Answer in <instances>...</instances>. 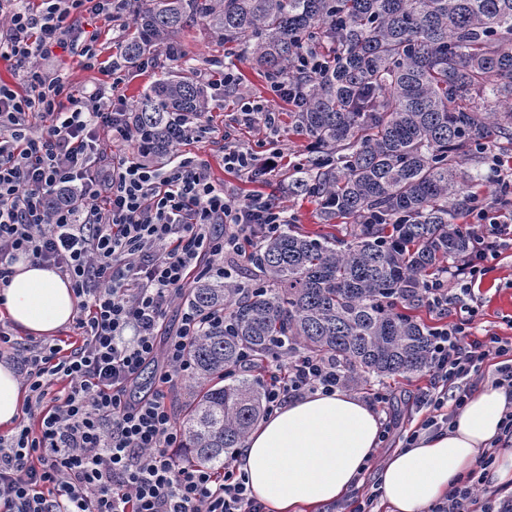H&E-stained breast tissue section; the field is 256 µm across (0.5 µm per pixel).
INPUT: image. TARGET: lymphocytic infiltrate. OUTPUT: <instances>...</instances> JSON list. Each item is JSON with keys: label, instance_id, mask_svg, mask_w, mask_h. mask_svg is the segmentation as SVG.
Masks as SVG:
<instances>
[{"label": "lymphocytic infiltrate", "instance_id": "1", "mask_svg": "<svg viewBox=\"0 0 512 512\" xmlns=\"http://www.w3.org/2000/svg\"><path fill=\"white\" fill-rule=\"evenodd\" d=\"M130 5L0 0V62L18 78L0 80V288L10 264L24 257L66 276L80 309L79 340L67 349L54 339L18 348L0 323V358L16 364L27 393L18 423L0 433V512H264L233 462L187 466L175 455L184 437L168 394L194 373L190 342L204 326H223V313L181 309L173 332L164 319L193 276L223 279L244 243L276 232L286 211L260 193L227 194L195 157L165 166L143 160L117 93L126 65L118 57L101 61L96 36L79 24L86 12L117 21ZM58 48L111 76V85L80 93L65 74L42 71L40 60ZM270 92L294 98L282 76ZM270 98L239 96L237 124L275 136L279 113ZM103 129L129 154L108 152ZM284 158L278 148L224 132L225 170L255 180ZM498 179L502 198L495 211H477L483 226L472 249L425 290L435 314L462 313L431 330L432 381L420 397L429 427L451 424L483 379L512 395V338L472 333L473 288L491 261L512 250V172ZM149 364L158 389L129 400L128 388ZM345 387L335 359L284 339L264 383L265 411ZM502 424L475 473L431 512H512V493L488 490L481 479L512 444V399Z\"/></svg>", "mask_w": 512, "mask_h": 512}]
</instances>
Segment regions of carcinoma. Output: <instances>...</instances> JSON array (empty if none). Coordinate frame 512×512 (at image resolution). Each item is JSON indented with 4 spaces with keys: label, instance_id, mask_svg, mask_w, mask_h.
<instances>
[{
    "label": "carcinoma",
    "instance_id": "1",
    "mask_svg": "<svg viewBox=\"0 0 512 512\" xmlns=\"http://www.w3.org/2000/svg\"><path fill=\"white\" fill-rule=\"evenodd\" d=\"M122 46L134 67L204 21L254 69L301 91L294 126L317 153L293 165L288 194L317 202L345 235L311 237L295 224L248 261L260 278L200 279L181 298L224 311L189 347L195 393L180 462L219 468L264 417L263 386L230 379L241 351L273 354L278 336L332 357L350 385L422 372L430 328L410 311L474 239L460 220L486 204L490 148L512 151V0H144ZM319 55L317 72L293 64ZM208 91L185 65L139 96L132 129L151 156L171 158L181 123L207 111Z\"/></svg>",
    "mask_w": 512,
    "mask_h": 512
}]
</instances>
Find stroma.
Returning a JSON list of instances; mask_svg holds the SVG:
<instances>
[{
  "label": "stroma",
  "mask_w": 512,
  "mask_h": 512,
  "mask_svg": "<svg viewBox=\"0 0 512 512\" xmlns=\"http://www.w3.org/2000/svg\"><path fill=\"white\" fill-rule=\"evenodd\" d=\"M80 25L86 31L98 32L97 47L107 57L117 52L132 26V20L127 17L108 23L86 12L80 18ZM180 41L187 59L196 67L198 73L209 74L228 63L236 68L240 80L239 89L226 91L223 100L210 102L207 132L199 139L184 143V150L196 153L205 160L210 166L213 178L223 183L232 194L244 197L257 191L262 192L265 196L275 198L289 214L295 216L296 225L301 232L311 236L322 233L324 227L317 217L316 202L304 196L289 195L286 168L271 172L260 184L224 169L223 134L225 127L234 123L236 97L242 90L256 94L265 93L267 79L257 74L247 55L227 56L226 45L215 37L204 22L197 21L186 28ZM151 59L152 66L135 69L126 74L120 87L126 108H133L140 93L158 74L172 68L166 47H156ZM480 294L482 311L474 323L475 337L481 338L489 334L512 337V250L505 251L493 262L482 280ZM429 382L430 375L426 372L386 381L385 388L390 395L387 412L393 427L387 440L379 444L378 457H385L396 448L402 447L409 432L426 418V411L417 407L416 397L419 390L428 386Z\"/></svg>",
  "instance_id": "35a3bbf8"
}]
</instances>
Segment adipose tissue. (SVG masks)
Instances as JSON below:
<instances>
[{"mask_svg":"<svg viewBox=\"0 0 512 512\" xmlns=\"http://www.w3.org/2000/svg\"><path fill=\"white\" fill-rule=\"evenodd\" d=\"M0 305L24 333L51 336L71 322L77 299L55 269L18 261ZM25 393L10 362L0 361V427L10 428ZM512 396L487 387L474 394L450 428L427 431L413 445L377 459L381 424L357 396L315 394L276 410L252 430L237 461L266 512H314L346 499L368 470L377 473L386 512H426L464 479L500 433Z\"/></svg>","mask_w":512,"mask_h":512,"instance_id":"1","label":"adipose tissue"}]
</instances>
